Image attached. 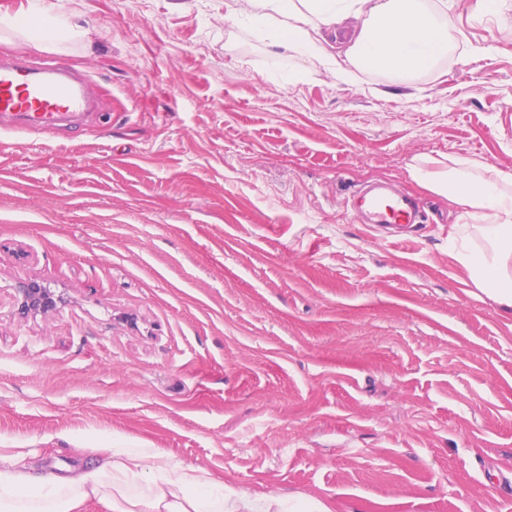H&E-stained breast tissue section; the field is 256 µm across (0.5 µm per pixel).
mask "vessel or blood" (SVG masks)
<instances>
[{
	"instance_id": "1",
	"label": "vessel or blood",
	"mask_w": 512,
	"mask_h": 512,
	"mask_svg": "<svg viewBox=\"0 0 512 512\" xmlns=\"http://www.w3.org/2000/svg\"><path fill=\"white\" fill-rule=\"evenodd\" d=\"M93 80L74 75L63 62L36 67L21 58H0V117L16 129L45 132L91 109ZM353 213L362 223L413 231L421 223L414 201L398 192L370 187L356 194Z\"/></svg>"
}]
</instances>
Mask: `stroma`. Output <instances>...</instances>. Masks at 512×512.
<instances>
[{"instance_id": "stroma-1", "label": "stroma", "mask_w": 512, "mask_h": 512, "mask_svg": "<svg viewBox=\"0 0 512 512\" xmlns=\"http://www.w3.org/2000/svg\"><path fill=\"white\" fill-rule=\"evenodd\" d=\"M224 2L60 0L81 35L0 44L98 86L79 125L0 129V439L46 474L112 436L332 512H512V308L408 172H512V0H431L458 40L402 85L311 74ZM375 182L416 236L347 210ZM29 281L52 309L21 308Z\"/></svg>"}]
</instances>
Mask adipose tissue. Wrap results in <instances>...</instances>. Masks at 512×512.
I'll list each match as a JSON object with an SVG mask.
<instances>
[{
  "label": "adipose tissue",
  "instance_id": "adipose-tissue-1",
  "mask_svg": "<svg viewBox=\"0 0 512 512\" xmlns=\"http://www.w3.org/2000/svg\"><path fill=\"white\" fill-rule=\"evenodd\" d=\"M226 7V21L248 18L269 47L307 56L342 82L378 70L405 83L431 68L455 39L451 18L431 11L426 0H228ZM351 16L361 25L340 60L315 34ZM0 29L37 46H57L79 26L58 14L54 0H31L27 10L1 16ZM410 175L462 207L472 226L451 237L450 247L477 288L512 307V173L488 179L478 162L452 156L442 168L418 161ZM474 234L482 246L469 245ZM93 454L90 462L44 475L30 463L33 449L0 448V512H79L92 499L111 512H332L307 494L233 491L206 469L174 462L156 448L102 443Z\"/></svg>",
  "mask_w": 512,
  "mask_h": 512
}]
</instances>
